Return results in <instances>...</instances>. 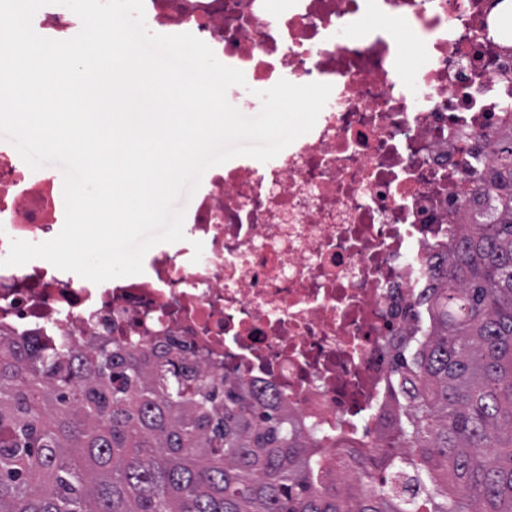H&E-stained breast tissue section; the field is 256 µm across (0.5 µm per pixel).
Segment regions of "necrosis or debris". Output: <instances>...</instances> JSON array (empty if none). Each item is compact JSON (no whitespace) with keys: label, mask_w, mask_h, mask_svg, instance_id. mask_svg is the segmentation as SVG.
<instances>
[{"label":"necrosis or debris","mask_w":512,"mask_h":512,"mask_svg":"<svg viewBox=\"0 0 512 512\" xmlns=\"http://www.w3.org/2000/svg\"><path fill=\"white\" fill-rule=\"evenodd\" d=\"M151 3L248 82L331 95L272 162L213 175L184 241L142 273L96 284L42 259L0 267V336L44 353L183 343L196 365L274 395L335 481L337 439L370 448L384 429L393 346L428 332V297L512 124V0ZM370 13L389 29L362 28ZM397 31L421 55L409 82ZM22 178L0 166V257L61 230L41 191L9 196Z\"/></svg>","instance_id":"4bbe7bcc"}]
</instances>
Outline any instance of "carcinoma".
I'll return each mask as SVG.
<instances>
[{
	"mask_svg": "<svg viewBox=\"0 0 512 512\" xmlns=\"http://www.w3.org/2000/svg\"><path fill=\"white\" fill-rule=\"evenodd\" d=\"M487 188L431 332L394 345L388 435L336 462V485L284 408L178 343L0 339V512H512V146Z\"/></svg>",
	"mask_w": 512,
	"mask_h": 512,
	"instance_id": "carcinoma-1",
	"label": "carcinoma"
}]
</instances>
